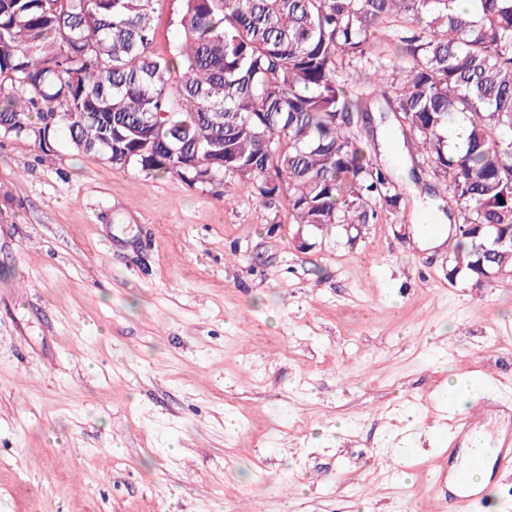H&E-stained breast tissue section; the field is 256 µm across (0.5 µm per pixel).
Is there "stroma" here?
<instances>
[{
    "label": "stroma",
    "instance_id": "1",
    "mask_svg": "<svg viewBox=\"0 0 512 512\" xmlns=\"http://www.w3.org/2000/svg\"><path fill=\"white\" fill-rule=\"evenodd\" d=\"M398 126L361 134L398 207L329 234L0 137V512L417 507L449 381L512 394V272L414 243Z\"/></svg>",
    "mask_w": 512,
    "mask_h": 512
}]
</instances>
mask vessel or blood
Wrapping results in <instances>:
<instances>
[{"mask_svg": "<svg viewBox=\"0 0 512 512\" xmlns=\"http://www.w3.org/2000/svg\"><path fill=\"white\" fill-rule=\"evenodd\" d=\"M484 473L472 483L473 469ZM512 472V403L501 401L455 417L442 458L428 465L422 512H484L501 474Z\"/></svg>", "mask_w": 512, "mask_h": 512, "instance_id": "vessel-or-blood-1", "label": "vessel or blood"}]
</instances>
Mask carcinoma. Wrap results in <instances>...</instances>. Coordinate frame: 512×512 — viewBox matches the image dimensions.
<instances>
[{"mask_svg": "<svg viewBox=\"0 0 512 512\" xmlns=\"http://www.w3.org/2000/svg\"><path fill=\"white\" fill-rule=\"evenodd\" d=\"M155 0H0V135L211 187L286 199L293 223L370 224L397 206L352 128L370 109L336 79L386 28L398 76L372 74L403 147L451 193L454 266L512 268V0H179V39L152 50ZM179 73L176 85L169 76ZM461 142L448 145V118Z\"/></svg>", "mask_w": 512, "mask_h": 512, "instance_id": "obj_1", "label": "carcinoma"}]
</instances>
